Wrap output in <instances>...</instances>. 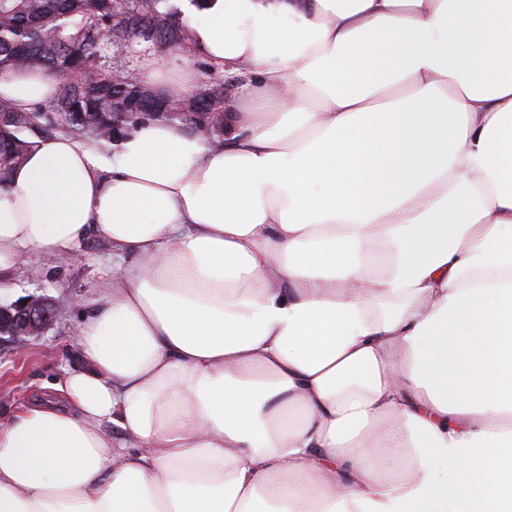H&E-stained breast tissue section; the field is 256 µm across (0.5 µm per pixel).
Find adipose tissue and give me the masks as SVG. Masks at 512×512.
I'll list each match as a JSON object with an SVG mask.
<instances>
[{
  "mask_svg": "<svg viewBox=\"0 0 512 512\" xmlns=\"http://www.w3.org/2000/svg\"><path fill=\"white\" fill-rule=\"evenodd\" d=\"M179 2L222 139L59 133L0 188V268L117 266L0 414V512H512V0Z\"/></svg>",
  "mask_w": 512,
  "mask_h": 512,
  "instance_id": "ef3b65f1",
  "label": "adipose tissue"
}]
</instances>
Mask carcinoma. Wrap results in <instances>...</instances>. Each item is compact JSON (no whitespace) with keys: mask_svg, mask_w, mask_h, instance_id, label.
Masks as SVG:
<instances>
[{"mask_svg":"<svg viewBox=\"0 0 512 512\" xmlns=\"http://www.w3.org/2000/svg\"><path fill=\"white\" fill-rule=\"evenodd\" d=\"M135 40L189 48L184 20L169 0H0V71L38 65L59 79L45 108L20 112L0 99V186L35 139L58 129L59 115L68 134L105 142L154 113L211 136L224 133V82L176 105L168 93L125 73L116 77L101 63L103 48L122 51Z\"/></svg>","mask_w":512,"mask_h":512,"instance_id":"1","label":"carcinoma"}]
</instances>
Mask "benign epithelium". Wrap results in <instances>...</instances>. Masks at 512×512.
<instances>
[{
    "instance_id": "1",
    "label": "benign epithelium",
    "mask_w": 512,
    "mask_h": 512,
    "mask_svg": "<svg viewBox=\"0 0 512 512\" xmlns=\"http://www.w3.org/2000/svg\"><path fill=\"white\" fill-rule=\"evenodd\" d=\"M58 316L56 308L40 296L31 295L25 301L0 304V346L21 350L28 338L46 329Z\"/></svg>"
}]
</instances>
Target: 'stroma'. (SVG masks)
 I'll return each instance as SVG.
<instances>
[{
  "label": "stroma",
  "instance_id": "obj_1",
  "mask_svg": "<svg viewBox=\"0 0 512 512\" xmlns=\"http://www.w3.org/2000/svg\"><path fill=\"white\" fill-rule=\"evenodd\" d=\"M112 250L100 240L83 243L66 262L54 264L37 253L24 254L0 273V303L30 295L46 297L59 312L41 334L30 337L23 354L0 349V408L19 404L41 386L74 365L78 346L74 334L112 278Z\"/></svg>",
  "mask_w": 512,
  "mask_h": 512
}]
</instances>
